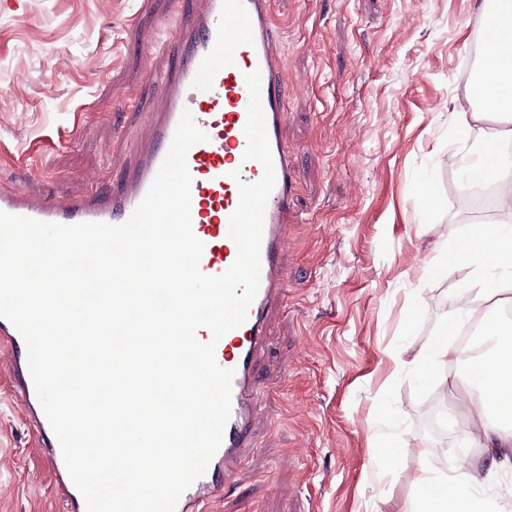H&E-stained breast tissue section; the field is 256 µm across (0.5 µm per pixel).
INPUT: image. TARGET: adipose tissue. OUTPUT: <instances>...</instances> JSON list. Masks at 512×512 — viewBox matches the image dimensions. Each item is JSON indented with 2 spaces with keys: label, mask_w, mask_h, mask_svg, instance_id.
I'll return each mask as SVG.
<instances>
[{
  "label": "adipose tissue",
  "mask_w": 512,
  "mask_h": 512,
  "mask_svg": "<svg viewBox=\"0 0 512 512\" xmlns=\"http://www.w3.org/2000/svg\"><path fill=\"white\" fill-rule=\"evenodd\" d=\"M472 6L485 22L477 73L469 90L473 109L454 115L448 135L459 148L449 153L448 160L459 164L463 179L496 184L512 174V154L505 150L512 143V0H472ZM488 119L496 123L493 133L480 147L468 148L473 125ZM499 205L501 220L470 224L464 234L444 241V251L465 262L470 277L461 285L458 305L438 335L411 360L421 378L437 379L444 367L458 360L454 332L480 319L491 348L475 361L472 377L479 391V433L486 449L482 463L491 474L512 468V456L500 449L503 426L512 425V326L483 314L473 294L512 292L511 190L503 192ZM415 483L422 512H489L487 499L472 493L462 474L427 469Z\"/></svg>",
  "instance_id": "obj_1"
}]
</instances>
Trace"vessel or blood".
<instances>
[{
    "label": "vessel or blood",
    "mask_w": 512,
    "mask_h": 512,
    "mask_svg": "<svg viewBox=\"0 0 512 512\" xmlns=\"http://www.w3.org/2000/svg\"><path fill=\"white\" fill-rule=\"evenodd\" d=\"M174 29L164 48L177 56V66L157 76L162 90L151 115L150 139L136 159L134 173L124 183L104 191L98 184L64 199L36 197L0 185V211L42 222L65 225L83 222L120 224L129 219L147 193L164 161L183 110H190L207 141L187 153L192 175L191 225L203 245L200 271L225 273L238 254L229 236V220L239 203V182L254 183L263 165L244 160L248 140L244 128L250 94L246 76L260 74V98L273 157L276 183L264 213L260 248V284L245 322L214 339L199 327V342H215L218 365L234 372L231 412L220 447L206 472L181 495L175 512H208L224 488L240 479L253 442L251 426L257 415L253 361L267 343L268 306L284 290L282 253L293 210L294 159L284 136L287 120L285 59L270 0H200L197 8L175 7L162 22ZM24 340L8 320L0 318V353L15 358Z\"/></svg>",
    "instance_id": "obj_1"
}]
</instances>
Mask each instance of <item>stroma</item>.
Wrapping results in <instances>:
<instances>
[{"label": "stroma", "mask_w": 512, "mask_h": 512, "mask_svg": "<svg viewBox=\"0 0 512 512\" xmlns=\"http://www.w3.org/2000/svg\"><path fill=\"white\" fill-rule=\"evenodd\" d=\"M171 0H0V182L63 198L126 179L159 94L147 72ZM286 58L283 135L296 149L288 288L257 358V445L221 512H417L421 468L483 479L512 512V472L472 464L466 364L445 380L393 374L391 352L434 336L469 269L442 241L498 219L463 210L448 127L482 27L472 0H271ZM429 174L434 202L417 193ZM18 376L0 358V512H72ZM399 446L394 460L376 445Z\"/></svg>", "instance_id": "1"}]
</instances>
